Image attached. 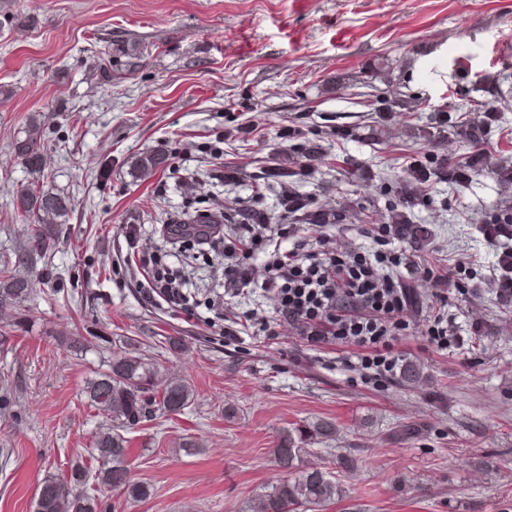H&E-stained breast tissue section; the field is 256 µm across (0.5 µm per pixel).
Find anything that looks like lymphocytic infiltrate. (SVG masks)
I'll use <instances>...</instances> for the list:
<instances>
[{
	"instance_id": "obj_1",
	"label": "lymphocytic infiltrate",
	"mask_w": 512,
	"mask_h": 512,
	"mask_svg": "<svg viewBox=\"0 0 512 512\" xmlns=\"http://www.w3.org/2000/svg\"><path fill=\"white\" fill-rule=\"evenodd\" d=\"M403 230L400 224L375 225L372 237L381 244L377 250L312 248L298 224L280 230L291 242L285 252L267 251L266 240L251 235L252 252L266 256L262 289L276 300L270 325L291 327L311 348L344 342L356 348L361 366L392 376L400 361L397 346L408 326L410 303L402 280L407 273L430 284L440 312L429 319L425 334L430 343L447 347L450 331L442 309L456 285L454 275L422 266L414 251L389 249ZM477 230L496 250L498 295L512 303V222L490 221Z\"/></svg>"
}]
</instances>
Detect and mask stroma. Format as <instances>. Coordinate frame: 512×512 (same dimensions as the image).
Segmentation results:
<instances>
[{"label": "stroma", "mask_w": 512, "mask_h": 512, "mask_svg": "<svg viewBox=\"0 0 512 512\" xmlns=\"http://www.w3.org/2000/svg\"><path fill=\"white\" fill-rule=\"evenodd\" d=\"M0 266L29 281L22 306L0 308V512H33L44 478L89 457L97 432L118 429L84 388L114 354L141 348L158 380L186 378L194 403L131 430L128 464L147 500L105 494L104 512H246L280 473V430L335 420L330 445L352 449L342 502L328 512H512V305L488 276L492 252L474 230L512 187L493 175L470 185L428 182L424 202L390 190L432 150L466 160L455 137L426 144L422 130L482 75L512 73V0H0ZM393 110L379 117L376 97ZM40 122L46 162L36 181L12 146ZM311 151L290 157L285 129ZM350 130L340 140L337 129ZM165 152L143 177L137 156ZM294 170V189L339 215L309 228L336 246L372 247L366 232L391 208L424 229L428 261L466 273L448 298L455 343L423 331L429 285L407 278L410 326L403 361L424 380L371 379L346 366L345 345L304 347L288 326L268 336L270 295L252 289L224 306L211 294L247 237L240 212L259 208L279 243L283 190L270 171ZM68 195L58 239L36 266L17 265L31 227L13 197L34 183ZM223 212L227 251L188 249L163 225ZM137 226L191 307L144 299L126 260ZM255 319L237 339L226 321ZM87 339L84 349L64 344ZM185 349L172 353L170 339ZM197 453L179 451L183 439Z\"/></svg>", "instance_id": "35a3bbf8"}]
</instances>
